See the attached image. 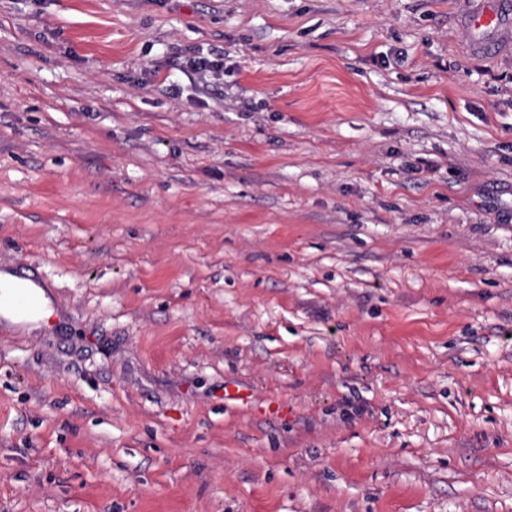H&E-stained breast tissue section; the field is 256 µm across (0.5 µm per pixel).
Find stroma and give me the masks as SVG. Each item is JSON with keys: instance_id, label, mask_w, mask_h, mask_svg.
<instances>
[{"instance_id": "stroma-1", "label": "stroma", "mask_w": 512, "mask_h": 512, "mask_svg": "<svg viewBox=\"0 0 512 512\" xmlns=\"http://www.w3.org/2000/svg\"><path fill=\"white\" fill-rule=\"evenodd\" d=\"M2 265L0 512H512V0H0ZM21 283L11 272H0V317L5 326L31 333L40 329L55 314L56 307L48 288H41L32 282H29L30 288H19ZM20 294L26 297V306L22 310L14 304Z\"/></svg>"}]
</instances>
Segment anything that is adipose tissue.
Instances as JSON below:
<instances>
[{
    "label": "adipose tissue",
    "mask_w": 512,
    "mask_h": 512,
    "mask_svg": "<svg viewBox=\"0 0 512 512\" xmlns=\"http://www.w3.org/2000/svg\"><path fill=\"white\" fill-rule=\"evenodd\" d=\"M54 297L45 288L24 289L11 272H0V320L6 326L33 332L55 314Z\"/></svg>",
    "instance_id": "ef3b65f1"
}]
</instances>
